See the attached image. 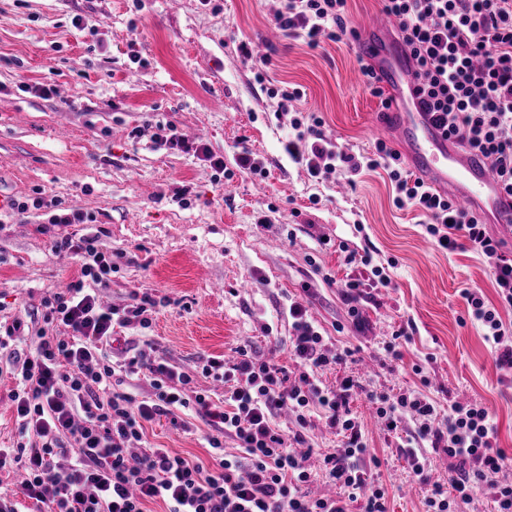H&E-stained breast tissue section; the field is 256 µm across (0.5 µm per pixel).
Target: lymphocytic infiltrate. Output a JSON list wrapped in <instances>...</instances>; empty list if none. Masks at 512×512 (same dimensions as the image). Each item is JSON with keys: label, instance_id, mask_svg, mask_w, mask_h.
<instances>
[{"label": "lymphocytic infiltrate", "instance_id": "obj_1", "mask_svg": "<svg viewBox=\"0 0 512 512\" xmlns=\"http://www.w3.org/2000/svg\"><path fill=\"white\" fill-rule=\"evenodd\" d=\"M381 3L396 23L404 55L413 62L410 75L426 111L435 115L450 143L487 158L503 190L512 195V0ZM346 5L347 0H281L274 22L283 36L316 48L324 39L336 43L353 36ZM298 96L295 90L280 93L279 107L291 113L295 131L284 149L311 177L339 168L354 175L383 169L395 206L418 209L430 240L449 251L471 248L492 261L498 304L475 289L464 290L462 298L469 319L483 326L497 367L512 373V327L498 312L502 306L512 308V255L505 253L503 241L487 232L476 211L407 174L400 152L385 141L367 155L337 147L323 134L321 116L292 112L290 104ZM51 247L76 258L81 271L68 288L45 299V326L35 350L10 355L18 440L0 448V468L12 463L24 470V497L42 504L44 512H146L154 501L163 502L166 512H388L384 488L369 484L362 466L368 444L350 409L358 381L347 377L327 388L317 377L319 370L346 362L352 352L328 348L305 307L295 303L289 308L293 333L288 356L299 371L296 381H289L284 367L255 360L242 346L235 362L210 357L202 366L203 375L228 383L223 404L202 393L189 399L183 392L191 376L166 360L109 359L114 329L148 327L157 299L137 292L125 307L101 305L98 288L110 281L117 265L99 236L59 235ZM346 259L367 273L366 279L342 282L347 300L357 301L365 287L387 285L386 269L370 251L352 250ZM144 370L153 376L152 397L139 401L115 391V378ZM367 399L387 430H396L408 413L418 420L407 442L415 476L424 474L418 456L423 445L444 448L455 459L447 485H434L428 512H465L479 490L490 495L496 512H512V483L498 479L512 460L497 446L487 408L453 400L443 417L436 402L416 390L392 397L371 393ZM315 407L343 436L339 448L322 454L319 466L321 477L339 490L333 498L304 493L311 474L293 450L306 443ZM177 408L194 412L213 428L207 439L212 467L164 448L133 452L147 423ZM284 411L294 417L289 434L276 423ZM435 419L440 422L436 428L431 425ZM227 436L236 441L238 454L225 453ZM70 437L78 443L72 451L66 445ZM66 454L71 462L59 468L58 459Z\"/></svg>", "mask_w": 512, "mask_h": 512}]
</instances>
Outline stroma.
I'll list each match as a JSON object with an SVG mask.
<instances>
[{
  "mask_svg": "<svg viewBox=\"0 0 512 512\" xmlns=\"http://www.w3.org/2000/svg\"><path fill=\"white\" fill-rule=\"evenodd\" d=\"M279 0H0V191L27 203L0 215V333L15 327L17 351L33 349L43 327V301L80 265L54 252L41 225L51 213L85 214L70 234L99 235L117 257L103 305L121 307L135 291L159 299L148 328L118 329L112 345L123 359L126 340L137 353L162 358L191 376L212 401L222 382L202 377L210 356L233 359L248 346L289 376L288 306H307L332 348L355 349L353 362L324 372L332 386L348 375L365 390L395 394L423 389L440 414L466 398L488 408L497 445L512 456V378L495 365L479 322L468 320L461 297L478 289L497 301L492 263L472 250L446 252L425 238L424 218L392 203L384 171H344L311 178L283 150L293 130L278 115L274 89L300 88L296 106L320 113L338 147L373 151L381 97L366 86L354 41L273 36ZM83 19L85 29L74 26ZM266 46L265 82L258 59L241 42ZM51 95H43L42 87ZM172 125L223 157L227 177L207 162L158 146ZM265 170L238 169L241 149ZM53 200L57 209L33 207ZM363 232H356V225ZM333 246L322 250L320 239ZM369 249L387 265L388 286L365 289L356 326L341 281L362 277L346 265L344 248ZM407 328L401 360L384 350L394 330ZM428 378L420 385L413 365ZM16 381L0 354V448L13 445L17 425L10 394ZM352 411L378 465L367 478L388 492V512H425L428 484L414 481L399 444L416 422L405 417L385 433L373 406L356 396ZM212 429L179 410L146 428V443L210 463Z\"/></svg>",
  "mask_w": 512,
  "mask_h": 512,
  "instance_id": "stroma-1",
  "label": "stroma"
}]
</instances>
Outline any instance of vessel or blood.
<instances>
[{
    "label": "vessel or blood",
    "instance_id": "1",
    "mask_svg": "<svg viewBox=\"0 0 512 512\" xmlns=\"http://www.w3.org/2000/svg\"><path fill=\"white\" fill-rule=\"evenodd\" d=\"M394 26L391 17L381 16L359 42L360 49L375 58L381 84L392 98L380 131L395 134L410 169L435 189H454L464 204L484 203L496 213L501 228L512 227V198L502 191L490 162L474 154L449 151L433 115L421 111L406 58L396 59L388 53L386 38Z\"/></svg>",
    "mask_w": 512,
    "mask_h": 512
}]
</instances>
